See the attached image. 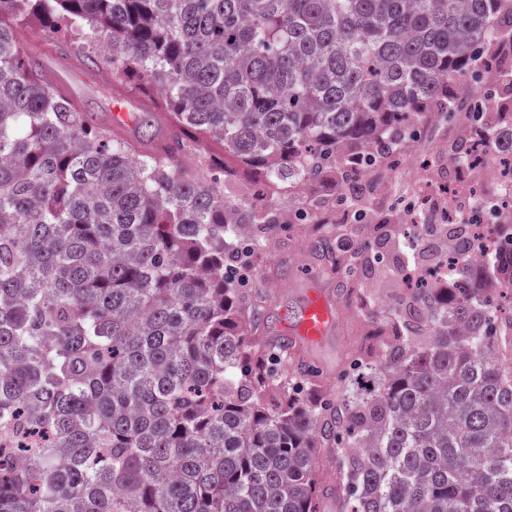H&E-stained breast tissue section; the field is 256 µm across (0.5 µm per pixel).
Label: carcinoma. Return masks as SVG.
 I'll return each mask as SVG.
<instances>
[{
    "mask_svg": "<svg viewBox=\"0 0 512 512\" xmlns=\"http://www.w3.org/2000/svg\"><path fill=\"white\" fill-rule=\"evenodd\" d=\"M32 19L160 86L172 140L141 155L76 110L17 37ZM506 53L512 0H0V512H316L315 448L339 512H512V194L410 225L438 242L416 263L453 277L397 274L410 293L334 399L316 367L282 372L288 344L255 336L265 313L224 273L324 224L313 249L357 284L379 257L339 238L368 223L365 176L462 112L448 184L490 151L512 164V106L465 86L480 62L512 85ZM241 171L255 190L230 203ZM329 181L293 218L268 202ZM317 451L315 479L320 489L328 488L333 485L335 480L336 466L323 448H318Z\"/></svg>",
    "mask_w": 512,
    "mask_h": 512,
    "instance_id": "obj_1",
    "label": "carcinoma"
}]
</instances>
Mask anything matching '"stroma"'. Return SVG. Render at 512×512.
Returning <instances> with one entry per match:
<instances>
[{
    "instance_id": "obj_1",
    "label": "stroma",
    "mask_w": 512,
    "mask_h": 512,
    "mask_svg": "<svg viewBox=\"0 0 512 512\" xmlns=\"http://www.w3.org/2000/svg\"><path fill=\"white\" fill-rule=\"evenodd\" d=\"M23 42L30 55L39 62L51 85L68 96L77 109L90 113L94 121L104 127L115 128L117 134L141 142L143 150L163 145L171 134L167 116L159 95L142 96L139 92L113 79L105 69L88 65L80 49L61 52L55 40L46 33L41 21L34 20L23 31ZM124 98L133 125L115 126L112 103ZM152 117L154 138L140 141L139 123ZM447 126L428 128L417 141L414 153L393 173H376L370 180L373 188L367 204L379 228L373 234L374 241H384L387 231L383 221L393 224L410 223L414 215L405 209L406 203L418 193L426 175L420 161L423 156L435 153L447 145ZM316 237L313 227H306L290 245L268 241L263 251V263L258 275L252 276V293L269 296L265 321L271 332L282 333L293 324L304 305L310 285H317L335 307L336 319L329 333L315 344L300 343L299 350L306 362L315 364L323 372L325 391L341 390L339 374L350 352L363 345L371 326L389 324L401 291L390 271L391 266L408 262L407 254L399 249L388 251V270L368 268L360 276L359 285L372 298L368 314L356 313L354 300L343 289L337 288L335 274L322 270L311 257V245Z\"/></svg>"
}]
</instances>
